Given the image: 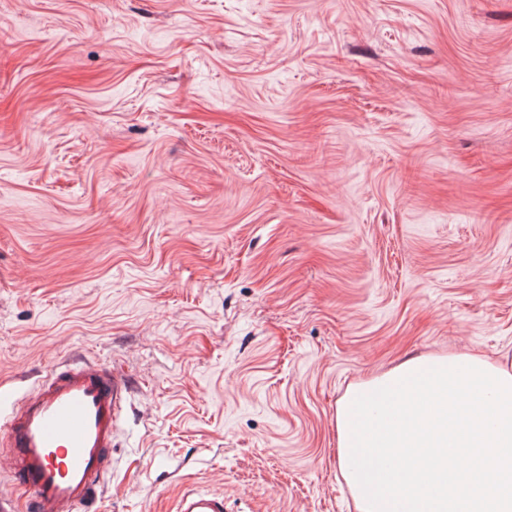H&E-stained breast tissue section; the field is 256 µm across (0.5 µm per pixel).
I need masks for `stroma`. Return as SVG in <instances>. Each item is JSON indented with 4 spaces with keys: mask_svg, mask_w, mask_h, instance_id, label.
I'll use <instances>...</instances> for the list:
<instances>
[{
    "mask_svg": "<svg viewBox=\"0 0 512 512\" xmlns=\"http://www.w3.org/2000/svg\"><path fill=\"white\" fill-rule=\"evenodd\" d=\"M512 357V0H0V418L131 392L86 512H356L347 388ZM175 512H225L223 494L186 488L178 496Z\"/></svg>",
    "mask_w": 512,
    "mask_h": 512,
    "instance_id": "1",
    "label": "stroma"
}]
</instances>
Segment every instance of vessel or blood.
<instances>
[{
  "instance_id": "1",
  "label": "vessel or blood",
  "mask_w": 512,
  "mask_h": 512,
  "mask_svg": "<svg viewBox=\"0 0 512 512\" xmlns=\"http://www.w3.org/2000/svg\"><path fill=\"white\" fill-rule=\"evenodd\" d=\"M129 383L95 361L62 363L23 395L4 424L15 512H82L112 470ZM176 512H225L223 494L184 489Z\"/></svg>"
}]
</instances>
